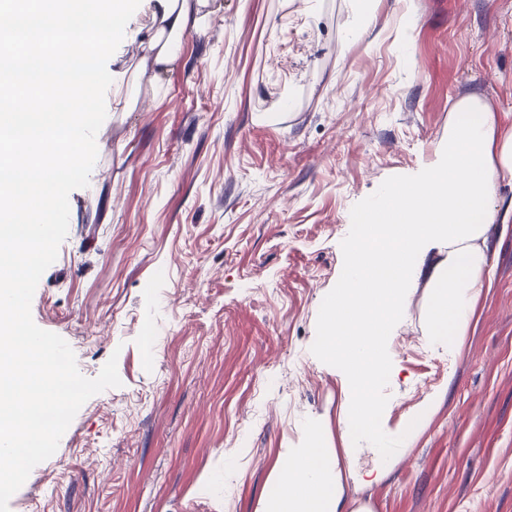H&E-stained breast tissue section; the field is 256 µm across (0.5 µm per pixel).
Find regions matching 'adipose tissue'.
<instances>
[{"mask_svg": "<svg viewBox=\"0 0 512 512\" xmlns=\"http://www.w3.org/2000/svg\"><path fill=\"white\" fill-rule=\"evenodd\" d=\"M213 0H165L159 25L136 67L151 91L158 74L177 58L188 29L209 20ZM443 160L418 179L390 186L370 211L369 224L349 243L348 270L334 293V309L324 325L319 353L341 361L347 372L342 420L347 428L342 450L287 448V470L276 472L275 494L264 512H339L340 477L334 461L353 464L362 486L380 484L387 465L445 402L430 392L411 422L385 437V407L374 391L387 372L384 346L401 326L415 288H429L428 322L432 340L464 335L490 285L488 235L501 224L499 188L512 184V129H502L491 108L477 98L451 105ZM375 446L370 467L358 469L361 440Z\"/></svg>", "mask_w": 512, "mask_h": 512, "instance_id": "1", "label": "adipose tissue"}]
</instances>
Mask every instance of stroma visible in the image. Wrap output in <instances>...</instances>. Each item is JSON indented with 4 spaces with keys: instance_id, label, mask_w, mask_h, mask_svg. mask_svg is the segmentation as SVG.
<instances>
[{
    "instance_id": "35a3bbf8",
    "label": "stroma",
    "mask_w": 512,
    "mask_h": 512,
    "mask_svg": "<svg viewBox=\"0 0 512 512\" xmlns=\"http://www.w3.org/2000/svg\"><path fill=\"white\" fill-rule=\"evenodd\" d=\"M153 94L112 111L68 234L31 303L80 373L116 358L9 512H260L282 452L342 445L345 374L316 352L347 241L386 186L448 139L449 105L512 127V0H214ZM160 0H141L107 62L129 78ZM461 351L431 342L415 289L385 352L384 427L445 403L345 512H512V234Z\"/></svg>"
}]
</instances>
